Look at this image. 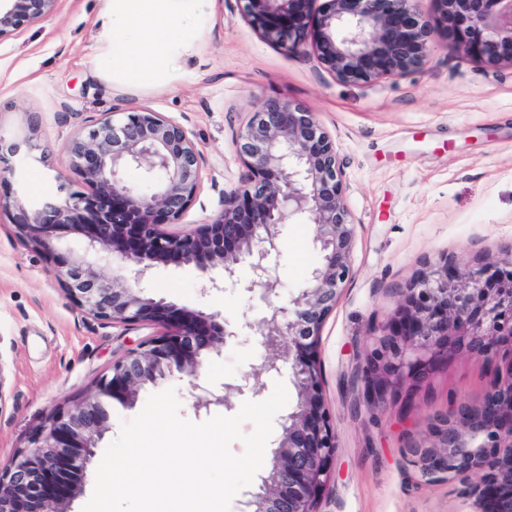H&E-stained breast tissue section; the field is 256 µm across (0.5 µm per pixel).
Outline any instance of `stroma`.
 Masks as SVG:
<instances>
[{
	"label": "stroma",
	"instance_id": "1",
	"mask_svg": "<svg viewBox=\"0 0 512 512\" xmlns=\"http://www.w3.org/2000/svg\"><path fill=\"white\" fill-rule=\"evenodd\" d=\"M99 0H60L47 17L0 37V135L33 152L13 157L0 184V459L8 460L51 411L92 391L156 325L125 326L83 314L51 275L46 256L13 226L14 197L65 200L92 188L71 167L69 144L102 114L141 108L180 124L203 158L195 201L174 232H189L223 208L246 168L235 138L256 102L305 105L329 135L355 229L351 272L321 330L318 363L337 452L320 512H470L465 479L426 483L407 449L429 441L433 416L479 400L493 365L450 357L412 388L413 408L355 410L350 379L369 335L404 286L445 258L477 264L512 255V64L450 51L439 38L425 64L371 82L337 79L314 55L263 41L237 0H215L197 50L174 89L113 84L91 64ZM283 300L298 296L321 260L315 227H280ZM147 296L218 312L235 321L267 307L237 289L200 294L193 266L157 265ZM262 356L246 338L211 356L203 377L232 381Z\"/></svg>",
	"mask_w": 512,
	"mask_h": 512
}]
</instances>
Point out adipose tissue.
Here are the masks:
<instances>
[{"label": "adipose tissue", "instance_id": "adipose-tissue-1", "mask_svg": "<svg viewBox=\"0 0 512 512\" xmlns=\"http://www.w3.org/2000/svg\"><path fill=\"white\" fill-rule=\"evenodd\" d=\"M94 63L114 83L171 88L212 0H101Z\"/></svg>", "mask_w": 512, "mask_h": 512}]
</instances>
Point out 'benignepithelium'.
Returning a JSON list of instances; mask_svg holds the SVG:
<instances>
[{
  "label": "benign epithelium",
  "mask_w": 512,
  "mask_h": 512,
  "mask_svg": "<svg viewBox=\"0 0 512 512\" xmlns=\"http://www.w3.org/2000/svg\"><path fill=\"white\" fill-rule=\"evenodd\" d=\"M59 0H10L0 8V36L52 13ZM264 41L290 53L316 54L335 77L369 81L423 64L436 39L451 31L450 48L488 63L512 61V0H436L440 23L415 0H238ZM317 37L308 41L309 25ZM235 146L246 168L241 189L224 195L213 220L183 235L164 230L191 206L201 183L202 155L178 123L158 112L105 117L70 145L73 168L92 186L62 203L15 200L14 226L48 256L50 273L86 315L115 324H156L163 332L112 364L94 391L51 413L33 440L0 461V512H67L98 441L107 431L104 400L131 407L140 391L174 372L193 376L197 411L232 408L237 395L260 392L262 379L288 364L298 402L282 424L271 468L250 494L245 512H319L336 455V430L323 407L317 361L320 330L350 273L354 224L343 200L336 151L314 114L277 97L259 100ZM14 144L0 138V181L14 175ZM141 171L143 185L126 174ZM315 225L322 259L310 285L279 303V226ZM83 238L82 254L66 242ZM194 265L201 290L241 288L258 295L267 314L231 323L219 313L180 308L145 295L142 282L159 264ZM245 263L249 276L237 275ZM112 267L113 274L104 273ZM249 336L267 356L239 380L217 389L199 380L224 344ZM360 368L362 402L382 411L403 385L421 382L451 354L488 363L506 359L476 403L436 419L431 440L409 448L428 482L467 476L472 512H512V256L475 266L463 259L432 265L402 289Z\"/></svg>",
  "instance_id": "1"
}]
</instances>
